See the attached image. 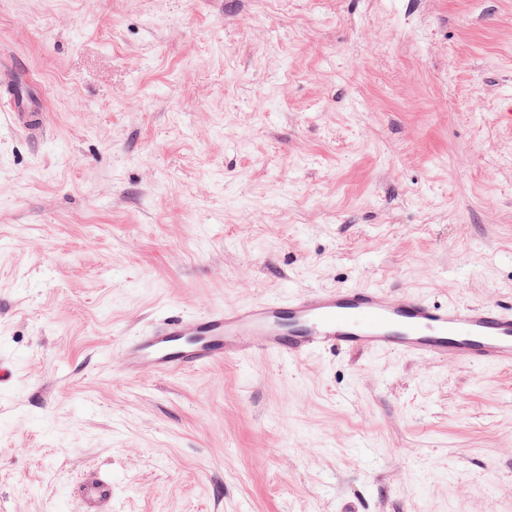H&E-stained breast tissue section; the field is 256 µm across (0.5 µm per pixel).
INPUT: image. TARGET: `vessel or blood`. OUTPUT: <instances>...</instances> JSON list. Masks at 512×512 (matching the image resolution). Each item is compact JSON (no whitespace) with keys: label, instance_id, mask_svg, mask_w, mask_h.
Segmentation results:
<instances>
[{"label":"vessel or blood","instance_id":"obj_1","mask_svg":"<svg viewBox=\"0 0 512 512\" xmlns=\"http://www.w3.org/2000/svg\"><path fill=\"white\" fill-rule=\"evenodd\" d=\"M327 347L511 366L512 307L438 303L384 288L315 289L289 301L264 298L201 317L176 315L121 350L134 376L146 369L170 375L257 353L302 359ZM79 491L84 512H106L112 476H86Z\"/></svg>","mask_w":512,"mask_h":512}]
</instances>
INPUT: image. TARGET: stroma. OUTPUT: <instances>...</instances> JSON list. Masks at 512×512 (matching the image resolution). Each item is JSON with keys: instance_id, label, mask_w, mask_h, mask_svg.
I'll use <instances>...</instances> for the list:
<instances>
[{"instance_id": "1", "label": "stroma", "mask_w": 512, "mask_h": 512, "mask_svg": "<svg viewBox=\"0 0 512 512\" xmlns=\"http://www.w3.org/2000/svg\"><path fill=\"white\" fill-rule=\"evenodd\" d=\"M0 71V512H512V368L121 369L310 289L512 306V0H0ZM79 491L84 512H103L112 502V475L100 472L86 476Z\"/></svg>"}]
</instances>
